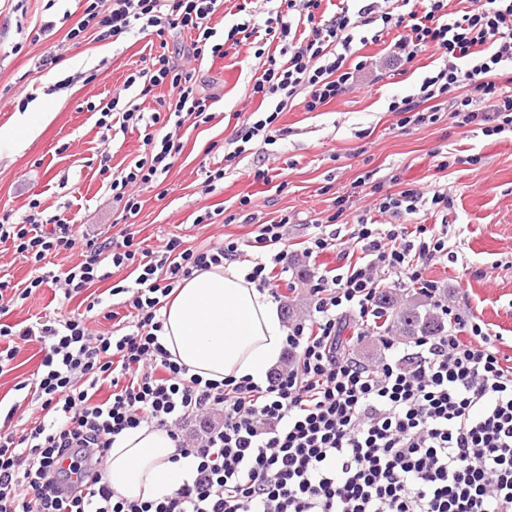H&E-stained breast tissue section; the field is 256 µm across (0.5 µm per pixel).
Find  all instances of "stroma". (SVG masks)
<instances>
[{"mask_svg":"<svg viewBox=\"0 0 512 512\" xmlns=\"http://www.w3.org/2000/svg\"><path fill=\"white\" fill-rule=\"evenodd\" d=\"M84 8L85 0H0V126L11 123L16 113L31 111L33 101H41L44 110L37 133L24 147L0 154V218L19 221L36 199L45 216L61 215L105 238L113 234L119 214L97 170V156L110 149L113 170H121L139 155L144 129L130 128L103 144L98 116L86 106L110 98L114 87L148 65L156 47L145 38L97 42L89 36L73 45L68 33ZM48 21L53 29L42 32ZM50 43L63 62L45 70L38 59ZM261 65L247 46L203 59L199 92L211 101L214 118L197 126L185 123L165 181L140 191L141 210L133 220L137 239L154 248L173 235L192 244L246 235L249 225L199 224L195 218L207 210L237 211L247 195L263 219L292 217L291 249L298 252L306 223L331 209L336 196L353 194L343 215L350 224L371 205V198L353 193L354 183L367 172H374L387 192L444 189L447 213L423 211L414 220L448 221V237L463 259L431 266L426 275L441 282L462 310L491 324L502 338V354L512 357V132H467L445 116L401 130L388 105L392 98L414 94L421 80L438 69L432 54L424 52L394 76L359 72L347 93L321 111L308 112L293 102L275 122L284 132L282 139L272 145L249 143L223 190L205 193L200 169L222 159L235 113L245 104L247 83ZM441 152L448 156L444 170L438 166ZM265 165L275 169V182H253L252 171ZM41 359L37 343L23 344L12 370L0 374V406L16 407L14 419L21 428L32 414L17 386Z\"/></svg>","mask_w":512,"mask_h":512,"instance_id":"obj_1","label":"stroma"}]
</instances>
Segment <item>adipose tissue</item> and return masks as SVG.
<instances>
[{
	"instance_id": "1",
	"label": "adipose tissue",
	"mask_w": 512,
	"mask_h": 512,
	"mask_svg": "<svg viewBox=\"0 0 512 512\" xmlns=\"http://www.w3.org/2000/svg\"><path fill=\"white\" fill-rule=\"evenodd\" d=\"M233 263L199 272L171 298L161 341L176 362L215 381L233 376L264 383L286 336L279 307L246 280ZM166 432L142 427L117 437L105 477L128 499L152 500L173 493L189 474L187 461L172 462Z\"/></svg>"
}]
</instances>
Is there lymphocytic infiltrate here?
I'll use <instances>...</instances> for the list:
<instances>
[{
    "label": "lymphocytic infiltrate",
    "mask_w": 512,
    "mask_h": 512,
    "mask_svg": "<svg viewBox=\"0 0 512 512\" xmlns=\"http://www.w3.org/2000/svg\"><path fill=\"white\" fill-rule=\"evenodd\" d=\"M276 2L263 23L236 24L220 41L210 21L224 0H90L68 36L78 41L91 30L100 40L148 32L161 38L186 30L196 60L252 45L263 63L250 78V96L274 110L237 113L234 150L202 170L211 192L247 144H274L272 124L295 98L315 112L345 94L355 78L347 65L354 32L376 23L397 30L396 63L430 49L441 61L415 94L389 103L403 130L436 122L444 108L461 129L478 125L490 136L512 128V86L501 80L512 68V0H468L457 11L448 0H338L331 14L324 0ZM271 43L278 53L266 52ZM138 83L147 91L167 84L177 95L159 100L148 116L118 111ZM95 110L105 141L113 127H147L144 158L116 172L109 151L100 153L99 173L126 221L141 210L132 186L169 173L185 122L214 118L195 69L163 51ZM370 191L375 209L355 223L338 222L343 195L334 213L311 219L304 256L332 252L338 264L310 270L309 314L289 321L285 363L262 384L189 374L160 341L162 310L181 281L226 262L250 263L249 281L278 296L292 261L290 216L262 221L232 213L225 223L250 224L247 237L193 246L174 236L154 249L136 242L128 224L101 238L44 217L36 201L20 221L0 224V244L36 271L21 284L0 273V372L21 344L38 342L43 352L24 383L35 417L22 434L0 429V512H512V366L501 358L499 334L448 305L440 283L426 276L430 265L458 259L447 224L400 222L423 210L447 211L448 194L386 193L378 183ZM384 214L391 223L381 222ZM78 245L79 263L61 275L49 269L48 257ZM108 266L135 274L132 284L113 283L107 296L88 303L111 320V331L92 334L81 313L8 322L11 304L44 288L72 300L104 280ZM384 288L436 298L449 327L406 343L382 335L384 355L365 362L353 348L387 320L378 302ZM106 384L112 392L99 399ZM140 427L167 431L178 456L192 461L190 480L171 495L129 500L105 478L104 457L117 436Z\"/></svg>",
    "instance_id": "lymphocytic-infiltrate-1"
}]
</instances>
